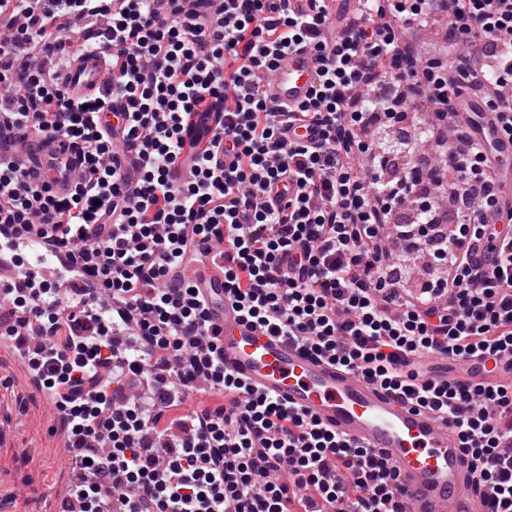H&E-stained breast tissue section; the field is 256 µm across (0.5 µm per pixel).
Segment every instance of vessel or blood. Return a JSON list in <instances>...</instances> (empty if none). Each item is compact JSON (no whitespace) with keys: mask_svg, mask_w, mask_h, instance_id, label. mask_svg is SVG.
Here are the masks:
<instances>
[{"mask_svg":"<svg viewBox=\"0 0 512 512\" xmlns=\"http://www.w3.org/2000/svg\"><path fill=\"white\" fill-rule=\"evenodd\" d=\"M320 68L318 56L302 49L288 54L275 68L268 86L275 103L296 106L305 101ZM106 79L100 54L73 62L68 86L77 94L98 92ZM452 121L497 160V177L512 183V140L500 135L497 118L486 112L479 97L451 101ZM38 174L58 192L71 188L79 176L75 151L58 141L41 139ZM9 246L41 265L46 255L40 238L11 240ZM63 262L62 253L50 255ZM193 285L207 303L208 319L223 332L224 368L262 393L330 426L360 445L382 453L395 469L405 512H487L485 495L474 488L457 428L429 410L414 407L359 373L314 357L283 337L264 332L244 320L224 290L222 259L197 265ZM440 378L464 384L512 383V355L499 360H454L441 357Z\"/></svg>","mask_w":512,"mask_h":512,"instance_id":"vessel-or-blood-1","label":"vessel or blood"}]
</instances>
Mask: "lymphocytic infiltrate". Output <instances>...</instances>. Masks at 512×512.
<instances>
[{"label":"lymphocytic infiltrate","mask_w":512,"mask_h":512,"mask_svg":"<svg viewBox=\"0 0 512 512\" xmlns=\"http://www.w3.org/2000/svg\"><path fill=\"white\" fill-rule=\"evenodd\" d=\"M329 15L328 0H0V132L61 140L82 166L60 196L1 145L0 227L71 246L105 299L17 288L0 327L35 341L27 367L58 396L79 512H404L387 460L225 371L219 345L197 350L206 304L166 280L200 239L221 246L250 322L454 423L488 512H512V385L427 377L436 356L512 353V221L480 220L504 186L444 127L469 92L512 139V0H357L336 34ZM441 18L448 46L422 57L406 33ZM305 48L319 80L281 108L264 82ZM91 50L110 83L70 95L62 73ZM423 108L429 148L410 130ZM296 122L317 140H289ZM418 251L446 275L412 292ZM200 380L223 406L166 434Z\"/></svg>","instance_id":"f902f5d3"}]
</instances>
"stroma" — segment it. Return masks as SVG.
<instances>
[{"label": "stroma", "instance_id": "obj_1", "mask_svg": "<svg viewBox=\"0 0 512 512\" xmlns=\"http://www.w3.org/2000/svg\"><path fill=\"white\" fill-rule=\"evenodd\" d=\"M0 423L11 431L0 446V512H52L49 489L69 482L54 411L27 394L23 370L7 351H0Z\"/></svg>", "mask_w": 512, "mask_h": 512}]
</instances>
